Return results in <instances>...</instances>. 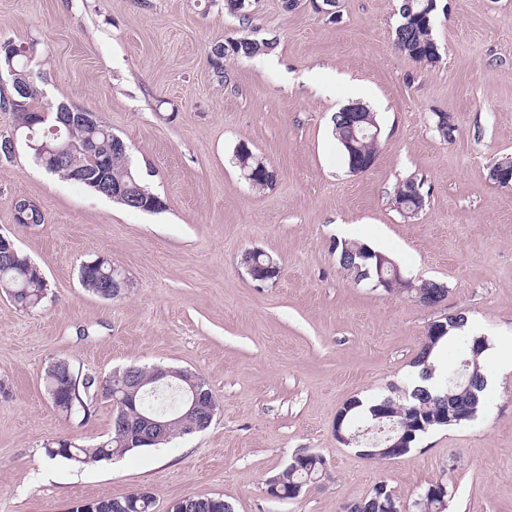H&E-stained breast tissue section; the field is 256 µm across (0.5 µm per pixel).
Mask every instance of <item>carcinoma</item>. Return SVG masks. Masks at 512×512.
<instances>
[{
  "label": "carcinoma",
  "instance_id": "carcinoma-1",
  "mask_svg": "<svg viewBox=\"0 0 512 512\" xmlns=\"http://www.w3.org/2000/svg\"><path fill=\"white\" fill-rule=\"evenodd\" d=\"M400 22L395 28L394 41L401 46V51L417 61L435 62L439 58L437 44L432 36V10L426 0H413L412 13H399ZM224 54L219 58L210 59L215 71H224V60L234 57H255L256 47L247 38L229 40L222 43ZM19 103L8 108L14 115V126L17 134L32 136V142L41 144L45 141L72 142L77 153V165L85 170L104 168L107 177L114 184L124 183L133 174L129 160V149H116L112 141L116 135L112 129L99 122L92 127H81L72 133H63L56 138L50 128L36 124L31 120L39 109L35 102L42 98V91L31 82L26 85L25 94L12 90ZM235 164L242 168L260 171L268 166V162L254 154L248 147H238L234 154ZM339 266L354 279L364 273L377 276V256L375 251L363 243L342 242L338 254ZM79 279L82 286L92 294H98L101 286L112 281V263L102 266H81ZM0 291L13 304L22 310L32 311L40 308L47 297L48 284L43 274L30 262L21 251L16 257L5 263L0 261ZM444 325L441 333L429 329L425 342L419 350L414 365L423 366L421 377L433 381L430 387L414 386L404 397L394 399L386 397L372 400L364 404L360 398L348 402L349 412L344 421V428L350 430L358 438L356 448L360 455L368 459H386L380 450L387 446L384 442L386 433L377 431V427L394 425L397 431L392 433L393 439H402V454L410 452L417 439L437 426H459L474 421L480 408L484 405L485 377L480 362L481 354L486 350L487 339H476L462 332L465 316L462 313L452 314L442 319ZM453 342L459 353L457 362L440 370L432 358L447 342ZM140 379L145 381L134 394L125 397L114 405V409H124L129 418L150 410L165 413L175 419L183 413L182 399L176 393L154 395L150 393L153 377L157 368L132 366ZM185 378L179 383L185 387L189 382L202 384L208 391L212 409H217V401L210 391L207 382L198 374L189 370H181ZM43 381L47 395L74 403L75 408L89 410L87 398L104 390L112 392L113 380L108 377L102 381L94 375L79 376L72 365L65 359H56L45 368ZM64 443L59 441L55 447H47L49 459L62 458L81 465L111 460L129 452L142 449V446H128V434L117 427L112 428L108 439L93 448H81L69 445L70 453H63L59 448ZM325 474V461L316 453L297 454L287 466L277 473L281 479L282 490L286 491L295 485L303 487L320 480ZM221 496H193L175 501L170 512H226ZM95 512H153V498L142 491L127 493L118 498L107 497L93 502ZM447 492L443 484L437 482L421 491L411 504H404L392 490L383 492L372 489L359 501L343 507V512H447Z\"/></svg>",
  "mask_w": 512,
  "mask_h": 512
}]
</instances>
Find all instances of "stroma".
I'll use <instances>...</instances> for the list:
<instances>
[{
  "mask_svg": "<svg viewBox=\"0 0 512 512\" xmlns=\"http://www.w3.org/2000/svg\"><path fill=\"white\" fill-rule=\"evenodd\" d=\"M399 0H251L247 20L224 0H0V43L35 47L46 102L95 112L129 147L163 210L128 209L37 166L25 142L0 162V234L48 282L39 310L0 293V512H70L80 501L146 490L154 512L189 496H222L234 512H342L380 482L402 500L440 482L448 512H512V356L484 354L489 392L476 419L438 427L410 453L370 460L336 439L350 400L413 385L431 322L462 312L482 336H512V187L488 178L512 159V0H436V62L394 44ZM271 39L254 58L211 46ZM360 102L381 127L374 166L350 173L332 119ZM457 132L446 141L441 115ZM276 171L258 191L232 158L239 146ZM423 183L414 216L394 205L400 182ZM41 209L19 224L16 198ZM341 240L372 243L414 283L437 280L440 307L406 291L356 282L337 261ZM279 263L254 281L243 255ZM122 266L124 298L82 288V263ZM106 378L129 365L200 374L219 400L204 431L115 460H52L60 438L105 441L112 404L57 414L42 377L51 360ZM326 474L297 499L266 480L301 452ZM249 40H250L249 38H242V39H238V40L225 41L224 43L223 42L217 43L216 45L220 44V45L224 46V55L222 54L221 56H218L219 57L218 59H216L215 55H213V54L210 55V52L213 51V49L216 45H214V47H211V50L209 52V61H210L212 68H214V70L216 72L220 71V73H217L218 76H220V77L222 76L219 74H223L224 60H226L227 58H234V57L253 58L255 56L265 54V53H262L259 55H255V52L257 49H256L255 45ZM211 56H213L212 59H211Z\"/></svg>",
  "mask_w": 512,
  "mask_h": 512,
  "instance_id": "35a3bbf8",
  "label": "stroma"
}]
</instances>
